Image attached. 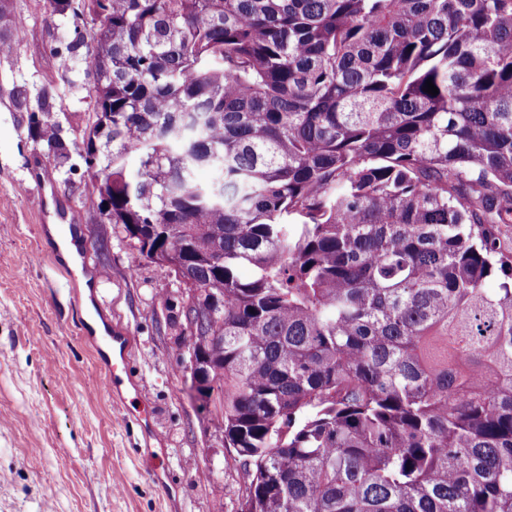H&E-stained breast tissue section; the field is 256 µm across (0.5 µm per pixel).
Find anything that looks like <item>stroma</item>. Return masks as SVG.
I'll return each instance as SVG.
<instances>
[{"label": "stroma", "mask_w": 512, "mask_h": 512, "mask_svg": "<svg viewBox=\"0 0 512 512\" xmlns=\"http://www.w3.org/2000/svg\"><path fill=\"white\" fill-rule=\"evenodd\" d=\"M11 29L25 46L0 55V512H236L247 479L217 417L189 396L174 272L140 257L122 226L96 223L83 172L54 167L28 136L48 89L50 120L80 141L94 107L88 51H67L73 20L48 16L45 0H13ZM20 92L29 111L13 105ZM58 208L88 226L97 299L131 340L125 396L143 395L146 428L122 423L82 337L73 294L87 283L57 269L58 222L42 216Z\"/></svg>", "instance_id": "obj_1"}]
</instances>
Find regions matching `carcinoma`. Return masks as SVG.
<instances>
[{
  "instance_id": "1",
  "label": "carcinoma",
  "mask_w": 512,
  "mask_h": 512,
  "mask_svg": "<svg viewBox=\"0 0 512 512\" xmlns=\"http://www.w3.org/2000/svg\"><path fill=\"white\" fill-rule=\"evenodd\" d=\"M46 3L94 120L29 136L197 283L236 512H512V0Z\"/></svg>"
}]
</instances>
